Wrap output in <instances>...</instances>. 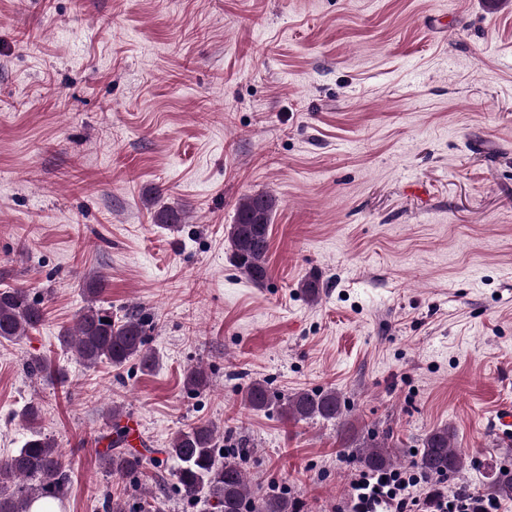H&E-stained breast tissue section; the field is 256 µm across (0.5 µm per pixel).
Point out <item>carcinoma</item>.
<instances>
[{
	"instance_id": "obj_1",
	"label": "carcinoma",
	"mask_w": 512,
	"mask_h": 512,
	"mask_svg": "<svg viewBox=\"0 0 512 512\" xmlns=\"http://www.w3.org/2000/svg\"><path fill=\"white\" fill-rule=\"evenodd\" d=\"M276 198L267 193L248 195L237 206L235 223L230 225L228 240L236 268L255 283L267 278L269 227L276 210ZM158 224L175 228L181 214L163 208L155 215ZM105 292V278L94 275L85 285L87 305L77 316L73 328L58 336L62 348L76 354L86 367L107 362L120 367L131 360L150 369L154 357L149 344L152 321L140 311L122 317L98 305ZM45 321L42 303L31 297L30 289L14 286L0 289V341H14L37 329ZM208 384L203 370L195 368L186 378L190 391ZM246 404L255 411L274 409L285 421L321 419L336 421L353 449L358 465L367 472L398 469L405 460L387 438L364 433L344 414L345 404L334 389L298 390L277 396L260 382L251 383L245 392ZM123 409H112V446L101 455L105 470L118 476H134L144 466L143 455L122 448L127 427L121 424ZM29 436L21 448L0 458V512H31L40 500L59 501L66 497L70 484V465L55 441L37 428L38 409L30 403L22 413ZM453 429L444 425L427 432L421 450L411 460L430 482L452 481L466 471L465 456L453 446ZM161 453L174 462V489L183 498L204 496L217 512H294L288 497L271 491L261 501L253 500L250 479L239 459L240 452L218 445V430L210 423H197L175 433ZM489 491L502 499H512V474H502L489 485Z\"/></svg>"
}]
</instances>
